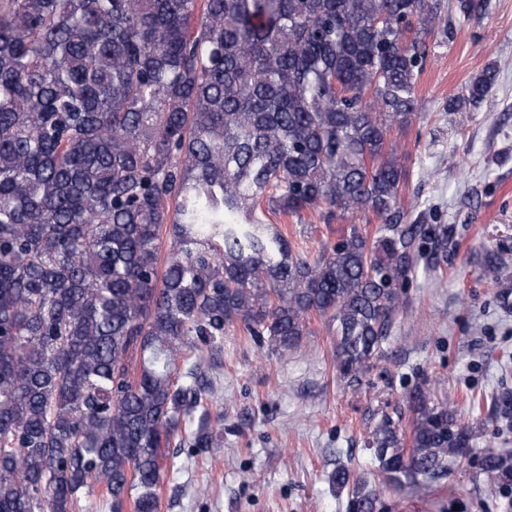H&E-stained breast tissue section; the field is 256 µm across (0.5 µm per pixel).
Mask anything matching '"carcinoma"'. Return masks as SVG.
Here are the masks:
<instances>
[{"label":"carcinoma","mask_w":512,"mask_h":512,"mask_svg":"<svg viewBox=\"0 0 512 512\" xmlns=\"http://www.w3.org/2000/svg\"><path fill=\"white\" fill-rule=\"evenodd\" d=\"M445 0H0V512H159L172 441L220 442L208 357L239 325L276 352L312 314L336 371L383 354L417 240L390 136L418 112ZM496 71L457 97L478 105ZM330 224L309 257L260 204ZM410 412L409 434L400 432ZM490 414L512 423V389ZM472 428L428 388L373 414L372 482L338 464L346 512L449 479ZM481 470L512 492V451Z\"/></svg>","instance_id":"1"}]
</instances>
